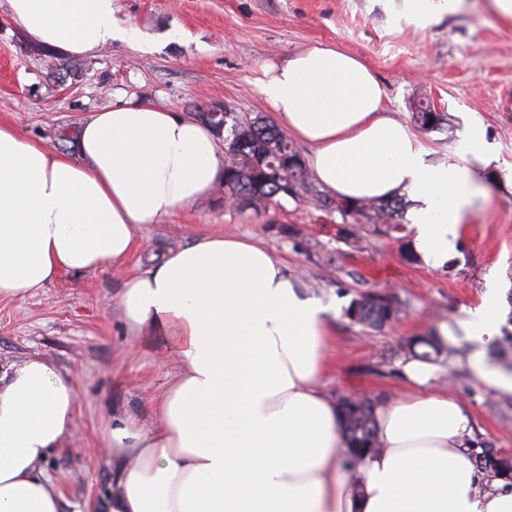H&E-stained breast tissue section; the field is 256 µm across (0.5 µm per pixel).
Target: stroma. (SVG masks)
I'll use <instances>...</instances> for the list:
<instances>
[{
    "label": "stroma",
    "instance_id": "1",
    "mask_svg": "<svg viewBox=\"0 0 512 512\" xmlns=\"http://www.w3.org/2000/svg\"><path fill=\"white\" fill-rule=\"evenodd\" d=\"M405 0H115L116 17L137 26L145 46L113 42L109 51L73 58L78 72L59 76L64 58L32 53V43L0 0V121L21 128L52 150L70 153L64 130L86 114L129 99L192 116L215 104L241 116H270L257 90L265 66L318 44L360 57L388 93L386 110L410 119L422 99L446 113L443 130L423 141L445 152L464 119H479L499 163L512 166V17L490 0L424 25L406 23ZM233 232L263 240L298 270L334 308L330 366L323 387L333 399L368 396L384 404L410 394L405 363L415 338L477 305L488 276L501 288L506 321L499 346L512 341V195L494 196L462 232L457 254L438 268L408 262L410 230L390 235L367 226L346 238L339 214L307 200L278 199L258 209L212 197L149 224L127 263L61 274L22 300H0V361L51 358L80 388L75 436L48 459L67 503L65 512H91L112 478L100 443L116 413L151 417L163 389L169 340H131L115 301L125 281L192 234ZM363 295L400 302L396 319L377 329L351 321L346 310ZM432 363L439 384L471 408L482 440L512 454V394L489 390L465 353H440Z\"/></svg>",
    "mask_w": 512,
    "mask_h": 512
}]
</instances>
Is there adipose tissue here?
<instances>
[{"label": "adipose tissue", "instance_id": "ef3b65f1", "mask_svg": "<svg viewBox=\"0 0 512 512\" xmlns=\"http://www.w3.org/2000/svg\"><path fill=\"white\" fill-rule=\"evenodd\" d=\"M35 43L67 57L113 41L143 44L119 25L113 0H6ZM289 134L310 149L323 190L351 201L406 197L415 252L437 265L491 188L512 193V167L482 123L465 120L445 157L385 111L386 90L359 57L316 45L269 65L257 82ZM75 154L0 123V299H22L64 272L123 266L139 230L207 199L224 152L198 120L136 100L85 115ZM129 336L172 339L173 369L152 420L114 415L103 442L112 481L94 512H512V480L486 485L481 440L456 395L411 359L415 394L377 407L379 446L343 466L338 406L322 388L329 307L270 246L232 233L190 242L128 279ZM503 319L489 287L440 342L468 346L483 383L512 393L487 368ZM76 380L32 356L0 363V512H63L46 462L75 433Z\"/></svg>", "mask_w": 512, "mask_h": 512}]
</instances>
